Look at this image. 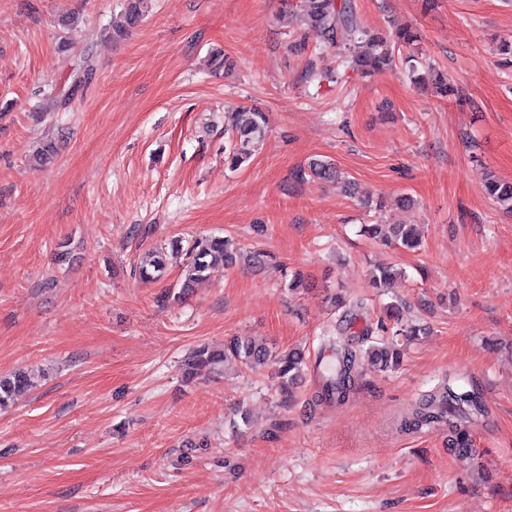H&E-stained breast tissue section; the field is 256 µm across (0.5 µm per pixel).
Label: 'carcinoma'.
<instances>
[{
  "label": "carcinoma",
  "instance_id": "cac0c4a2",
  "mask_svg": "<svg viewBox=\"0 0 512 512\" xmlns=\"http://www.w3.org/2000/svg\"><path fill=\"white\" fill-rule=\"evenodd\" d=\"M145 0H128L126 23L137 25L144 17ZM304 21L320 32L325 46L336 49L341 63L348 68L367 71L391 70L397 65L396 49L417 41V34L409 27H397L390 35L372 33L359 20L354 0H301ZM267 131L265 114L255 109L232 113L228 150L225 161L237 168L244 163L264 140ZM312 176L324 181L337 180L335 164L326 160L309 163ZM487 194L506 210L512 212V183L493 176L485 179ZM394 245L406 249L420 246V234L413 224H395L391 229ZM184 254L181 293L189 292L204 280L210 269L221 263L234 268L245 262L254 269L265 266L272 256L261 250L245 252L228 249V243L219 236L194 238L187 244L170 241L168 246H157L148 259L135 268V274L145 282L161 279L168 266L169 255ZM420 329L410 325L391 327L390 339L369 346L357 345L341 324L325 331L328 352L316 359L314 369L322 380L321 391L315 401L345 403L354 391L359 362L363 359L384 370L399 367L403 349L399 340L408 341L419 335ZM232 361L248 370L270 366L278 379L280 391H289L300 385L305 377L307 361L302 350H278L250 337L233 336L218 349L206 345L197 347L186 363L185 376L191 378L202 372H216ZM32 387L30 377L23 371L0 375V408H7L16 396ZM485 413L479 395L452 383H444L425 395L405 417L407 430L434 427L448 433V447L458 453H467L472 446L471 425Z\"/></svg>",
  "mask_w": 512,
  "mask_h": 512
}]
</instances>
